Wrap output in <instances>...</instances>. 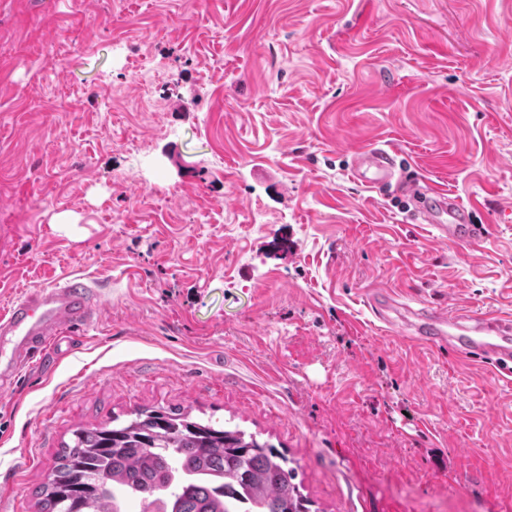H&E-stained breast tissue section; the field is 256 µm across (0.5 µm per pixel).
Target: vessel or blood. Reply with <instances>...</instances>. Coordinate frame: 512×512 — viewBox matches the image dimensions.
<instances>
[{"instance_id":"1","label":"vessel or blood","mask_w":512,"mask_h":512,"mask_svg":"<svg viewBox=\"0 0 512 512\" xmlns=\"http://www.w3.org/2000/svg\"><path fill=\"white\" fill-rule=\"evenodd\" d=\"M352 172L365 187L397 186L405 195L423 192L432 206L422 207V223L435 228L441 241L471 247L488 236L485 225L473 223L471 210L434 183L397 175L391 153L382 148L360 149L353 155ZM92 285L69 280L34 288L11 300L0 312V392L12 390L21 370L74 328L89 326L98 316ZM372 306L384 320H397L405 334L420 345L444 347L462 341L465 354L494 364L512 366V318L451 314L439 308L425 313L401 309L385 291L374 292Z\"/></svg>"}]
</instances>
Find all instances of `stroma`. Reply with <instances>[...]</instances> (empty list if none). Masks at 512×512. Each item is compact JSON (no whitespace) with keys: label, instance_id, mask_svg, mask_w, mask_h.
Returning a JSON list of instances; mask_svg holds the SVG:
<instances>
[{"label":"stroma","instance_id":"obj_1","mask_svg":"<svg viewBox=\"0 0 512 512\" xmlns=\"http://www.w3.org/2000/svg\"><path fill=\"white\" fill-rule=\"evenodd\" d=\"M373 147L489 238L356 181ZM72 277L99 321L0 395V512L145 406L275 444L320 512H512V376L368 302L512 315V0H0V308Z\"/></svg>","mask_w":512,"mask_h":512}]
</instances>
